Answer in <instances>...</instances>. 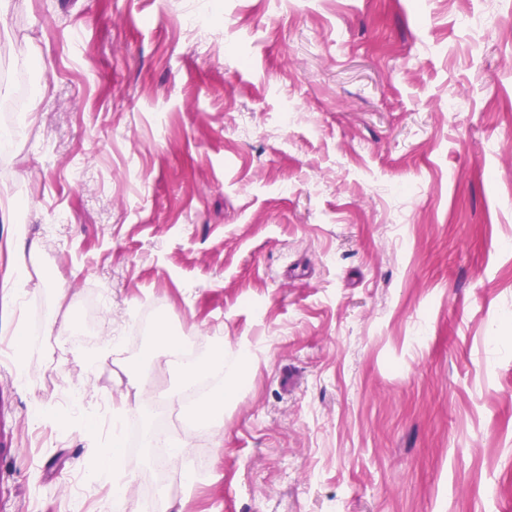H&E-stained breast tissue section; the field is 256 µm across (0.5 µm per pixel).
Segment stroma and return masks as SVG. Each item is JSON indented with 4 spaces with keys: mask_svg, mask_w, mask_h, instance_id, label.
I'll return each instance as SVG.
<instances>
[{
    "mask_svg": "<svg viewBox=\"0 0 512 512\" xmlns=\"http://www.w3.org/2000/svg\"><path fill=\"white\" fill-rule=\"evenodd\" d=\"M20 63L39 118L0 157V280L10 240L39 250L0 344L32 312L53 381L0 364V512H109L131 418L140 512L183 418L127 409L133 377L169 387L145 319L224 341L223 422L174 437L175 471L207 468L162 502L512 512V0H10L0 100ZM101 294L95 338L58 331ZM112 447V454L102 458L99 467L106 472H112V475L118 476L112 495V510L118 512L121 511L124 489V483L122 477H120L122 473V453L118 443H113Z\"/></svg>",
    "mask_w": 512,
    "mask_h": 512,
    "instance_id": "35a3bbf8",
    "label": "stroma"
}]
</instances>
